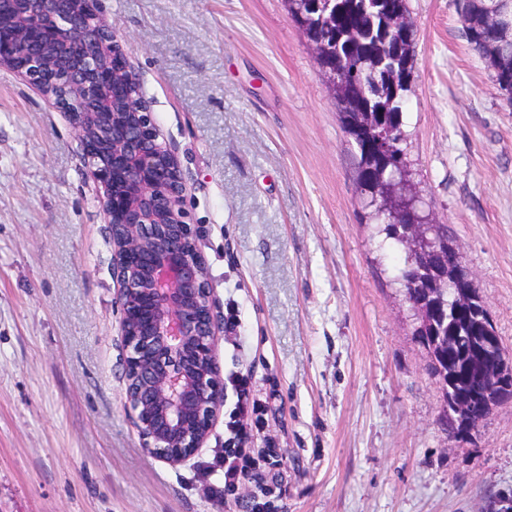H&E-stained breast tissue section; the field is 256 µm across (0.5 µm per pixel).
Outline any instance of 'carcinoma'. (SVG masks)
I'll return each mask as SVG.
<instances>
[{"instance_id": "obj_1", "label": "carcinoma", "mask_w": 512, "mask_h": 512, "mask_svg": "<svg viewBox=\"0 0 512 512\" xmlns=\"http://www.w3.org/2000/svg\"><path fill=\"white\" fill-rule=\"evenodd\" d=\"M467 22L464 36L471 48L481 55L493 71L497 89L512 106V44L486 37L493 22L491 0H458ZM307 42L321 43L316 58L321 67L337 66L346 82L336 85L334 98L345 132L354 140L358 154L360 184L371 190L388 177L379 169L376 153L382 145L375 141V130L382 127L397 154L402 147L403 110L408 87L402 83L403 72H412L414 31L409 22V0H322L299 17L292 15ZM384 224L379 232L385 239L404 245V235L387 213L372 214ZM450 258L445 252L427 255V270L445 272ZM414 278L416 287L410 296L430 304L441 302L443 293L431 288L415 272L402 271L401 276ZM474 310L434 326H419V336L428 349L433 374L453 392L468 401L472 410L483 406L485 389L482 370L490 362L504 361L501 380L512 388V356H501L491 345L498 335L483 302L472 303Z\"/></svg>"}]
</instances>
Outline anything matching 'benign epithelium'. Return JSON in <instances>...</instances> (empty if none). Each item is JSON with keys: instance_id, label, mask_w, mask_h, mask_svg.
Listing matches in <instances>:
<instances>
[{"instance_id": "obj_1", "label": "benign epithelium", "mask_w": 512, "mask_h": 512, "mask_svg": "<svg viewBox=\"0 0 512 512\" xmlns=\"http://www.w3.org/2000/svg\"><path fill=\"white\" fill-rule=\"evenodd\" d=\"M490 36L512 39V3L493 5ZM17 74L65 113L97 188L112 247L115 303L127 355L125 398L149 453L180 464L203 447L224 403L217 360L218 332L206 261L183 209L178 163L156 121L127 55L99 9V0H0V69ZM390 191H372L369 205L405 225L412 254L458 252L423 214L412 171L389 174ZM500 369L488 371L487 407L506 394ZM476 428L464 400L447 408Z\"/></svg>"}]
</instances>
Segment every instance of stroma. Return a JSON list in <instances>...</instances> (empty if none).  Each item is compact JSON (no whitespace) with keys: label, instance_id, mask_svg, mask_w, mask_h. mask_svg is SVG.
I'll use <instances>...</instances> for the list:
<instances>
[{"label":"stroma","instance_id":"35a3bbf8","mask_svg":"<svg viewBox=\"0 0 512 512\" xmlns=\"http://www.w3.org/2000/svg\"><path fill=\"white\" fill-rule=\"evenodd\" d=\"M405 152L512 351V108L457 0H409ZM176 157L222 371H251L284 512H512V398L465 439L384 248L357 148L284 0H102ZM108 228L68 119L0 69V512H242L224 422L173 466L125 404Z\"/></svg>","mask_w":512,"mask_h":512}]
</instances>
